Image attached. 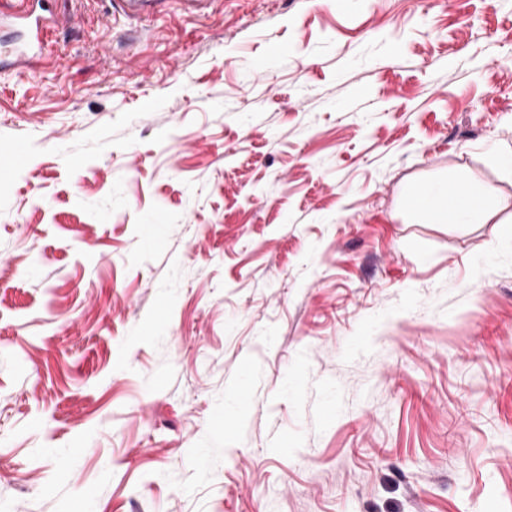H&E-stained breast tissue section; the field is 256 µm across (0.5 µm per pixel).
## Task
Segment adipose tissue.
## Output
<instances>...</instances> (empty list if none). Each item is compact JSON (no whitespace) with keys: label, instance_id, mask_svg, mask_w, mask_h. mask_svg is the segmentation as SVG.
Here are the masks:
<instances>
[{"label":"adipose tissue","instance_id":"adipose-tissue-1","mask_svg":"<svg viewBox=\"0 0 512 512\" xmlns=\"http://www.w3.org/2000/svg\"><path fill=\"white\" fill-rule=\"evenodd\" d=\"M410 210L428 215L438 224H469L479 220L488 206L486 187L477 181L461 184L426 183L406 193Z\"/></svg>","mask_w":512,"mask_h":512}]
</instances>
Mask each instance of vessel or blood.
Listing matches in <instances>:
<instances>
[{
	"mask_svg": "<svg viewBox=\"0 0 512 512\" xmlns=\"http://www.w3.org/2000/svg\"><path fill=\"white\" fill-rule=\"evenodd\" d=\"M108 14L126 20L146 21L161 12L168 0H108ZM50 0H0V22L21 25L27 34L24 47L0 44V56L10 55L18 67L32 66L50 48V32L62 20L50 11Z\"/></svg>",
	"mask_w": 512,
	"mask_h": 512,
	"instance_id": "1",
	"label": "vessel or blood"
}]
</instances>
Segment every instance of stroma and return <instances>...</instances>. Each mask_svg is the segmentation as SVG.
<instances>
[{
	"mask_svg": "<svg viewBox=\"0 0 512 512\" xmlns=\"http://www.w3.org/2000/svg\"><path fill=\"white\" fill-rule=\"evenodd\" d=\"M51 8L0 72V512H512V0ZM469 179L484 223L402 205ZM108 15L113 19L121 17L126 20L147 21L169 2H178L188 10L200 11L214 0H107Z\"/></svg>",
	"mask_w": 512,
	"mask_h": 512,
	"instance_id": "35a3bbf8",
	"label": "stroma"
}]
</instances>
